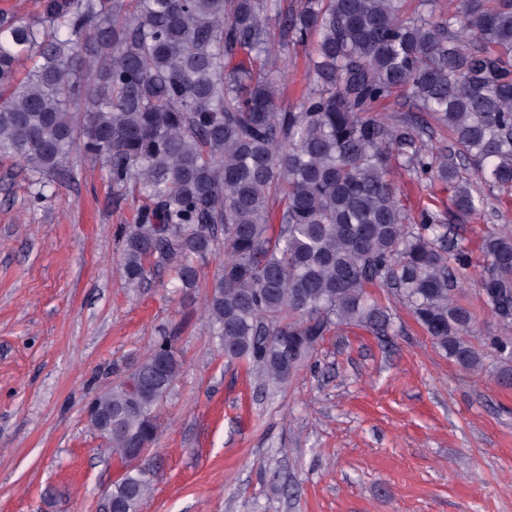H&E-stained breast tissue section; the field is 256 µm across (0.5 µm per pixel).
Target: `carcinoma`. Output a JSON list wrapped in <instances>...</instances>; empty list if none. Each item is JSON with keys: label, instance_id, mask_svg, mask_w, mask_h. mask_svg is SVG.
Masks as SVG:
<instances>
[{"label": "carcinoma", "instance_id": "1", "mask_svg": "<svg viewBox=\"0 0 512 512\" xmlns=\"http://www.w3.org/2000/svg\"><path fill=\"white\" fill-rule=\"evenodd\" d=\"M290 42L309 46L314 82L297 112L281 109L274 74ZM396 91L447 132L448 154L423 151L414 120L373 114ZM76 149L145 200L124 234L128 285L161 263L188 295L224 252L206 327L259 386H285L335 326L387 335L393 319L370 284L460 369L485 370L455 296L468 253L434 212L409 223L392 174L447 184L465 214L484 205V185L512 192V0L414 16L402 0H43L33 22L0 19V157L41 200ZM480 251L479 286L500 322L484 341L491 376L512 386V230ZM181 368L175 338L160 336L88 402L90 427L125 467L100 512H140L150 498L132 449L155 442Z\"/></svg>", "mask_w": 512, "mask_h": 512}]
</instances>
